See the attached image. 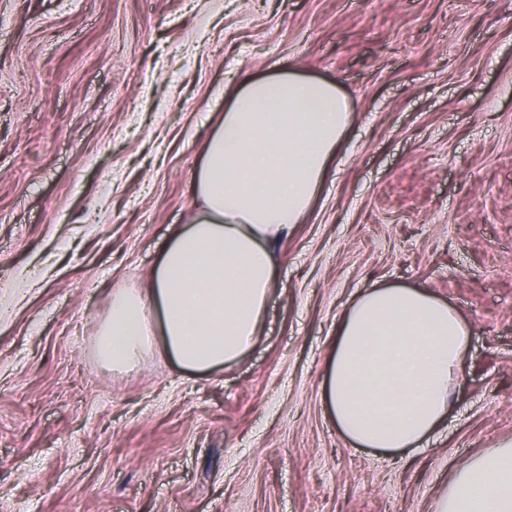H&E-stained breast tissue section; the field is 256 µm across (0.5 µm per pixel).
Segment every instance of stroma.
Listing matches in <instances>:
<instances>
[{"instance_id": "obj_1", "label": "stroma", "mask_w": 512, "mask_h": 512, "mask_svg": "<svg viewBox=\"0 0 512 512\" xmlns=\"http://www.w3.org/2000/svg\"><path fill=\"white\" fill-rule=\"evenodd\" d=\"M330 78L351 120L278 250L262 335L209 375L99 362L112 291L186 223L245 71ZM471 328L416 448H357L322 398L372 285ZM512 439V0H0V512H430Z\"/></svg>"}]
</instances>
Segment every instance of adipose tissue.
Segmentation results:
<instances>
[{"label":"adipose tissue","mask_w":512,"mask_h":512,"mask_svg":"<svg viewBox=\"0 0 512 512\" xmlns=\"http://www.w3.org/2000/svg\"><path fill=\"white\" fill-rule=\"evenodd\" d=\"M350 119L336 82L292 63L244 74L190 181L193 213L176 225L147 283L112 292L100 361L132 372L158 352L206 374L257 343L278 249L303 222ZM471 330L422 288L376 286L341 317L323 397L356 445L420 446L446 418ZM433 512H512V440L457 469Z\"/></svg>","instance_id":"1"}]
</instances>
